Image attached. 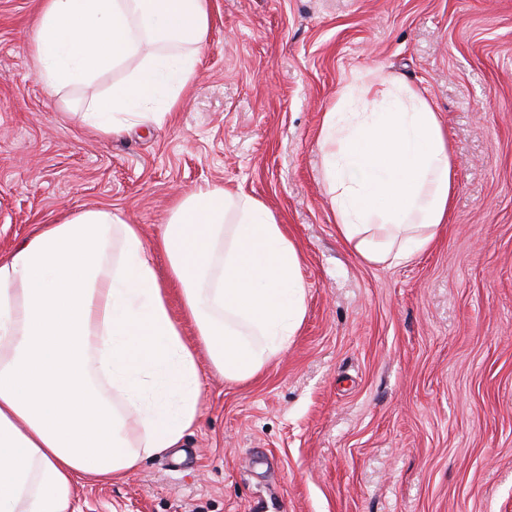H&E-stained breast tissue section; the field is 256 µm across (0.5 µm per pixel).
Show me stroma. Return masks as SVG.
<instances>
[{"label": "stroma", "instance_id": "35a3bbf8", "mask_svg": "<svg viewBox=\"0 0 512 512\" xmlns=\"http://www.w3.org/2000/svg\"><path fill=\"white\" fill-rule=\"evenodd\" d=\"M38 0H0V256L107 208L156 239L176 198L262 200L301 254L306 312L254 377L198 352L180 447L79 512H512V0H210L197 76L162 125L101 135L71 108L140 58L55 96L33 67ZM398 76L448 134L455 191L432 245L397 266L336 234L325 112Z\"/></svg>", "mask_w": 512, "mask_h": 512}]
</instances>
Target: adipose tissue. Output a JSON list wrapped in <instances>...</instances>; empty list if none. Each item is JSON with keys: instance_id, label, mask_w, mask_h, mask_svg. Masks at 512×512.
I'll use <instances>...</instances> for the list:
<instances>
[{"instance_id": "ef3b65f1", "label": "adipose tissue", "mask_w": 512, "mask_h": 512, "mask_svg": "<svg viewBox=\"0 0 512 512\" xmlns=\"http://www.w3.org/2000/svg\"><path fill=\"white\" fill-rule=\"evenodd\" d=\"M208 27L209 0H42L35 68L55 94L142 55L82 113L117 135L175 109ZM176 43L186 53H168ZM321 150L336 232L354 253L394 266L431 245L448 219L453 159L418 91L388 73L354 82L324 116ZM300 266L267 206L221 185L179 197L153 243L112 211L87 209L0 259V512H76L78 482L122 481L197 423V361L170 288L213 366L240 382L296 335Z\"/></svg>"}]
</instances>
